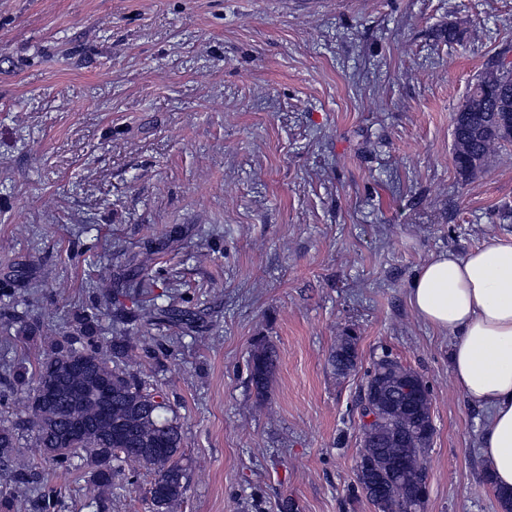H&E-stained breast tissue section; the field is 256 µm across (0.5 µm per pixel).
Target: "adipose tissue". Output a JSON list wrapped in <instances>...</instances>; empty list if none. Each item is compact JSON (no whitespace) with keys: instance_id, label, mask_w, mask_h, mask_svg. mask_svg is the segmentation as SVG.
<instances>
[{"instance_id":"ef3b65f1","label":"adipose tissue","mask_w":512,"mask_h":512,"mask_svg":"<svg viewBox=\"0 0 512 512\" xmlns=\"http://www.w3.org/2000/svg\"><path fill=\"white\" fill-rule=\"evenodd\" d=\"M408 302L451 336L450 367L482 409L479 451L496 491L512 493V243L493 241L459 257L433 255L412 277Z\"/></svg>"}]
</instances>
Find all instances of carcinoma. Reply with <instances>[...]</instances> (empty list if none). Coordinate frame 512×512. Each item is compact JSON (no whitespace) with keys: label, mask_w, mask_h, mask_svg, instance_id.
Masks as SVG:
<instances>
[{"label":"carcinoma","mask_w":512,"mask_h":512,"mask_svg":"<svg viewBox=\"0 0 512 512\" xmlns=\"http://www.w3.org/2000/svg\"><path fill=\"white\" fill-rule=\"evenodd\" d=\"M498 57L477 79L454 116L453 154L456 170L463 181L470 180L486 166L489 158L512 146V64L504 66ZM128 275L120 288L139 287L143 268L128 260ZM113 313L108 307L93 304L73 315L71 330L48 343L38 364L30 370L23 364L8 368L3 387L27 393L24 419L0 423V471L9 475L20 494L0 501L3 512H58L59 499L49 487L48 478L36 460L49 459L67 470L79 469L74 458L85 452L90 468L92 490L84 507L101 512L95 491L112 487L116 476L141 471L151 476L147 495L153 512H180L189 489L187 467L177 418L167 417V398L159 390H149L132 368L138 363L136 345L127 335V326L167 323L204 341L209 325L175 301L159 304L150 299L125 311L113 297ZM112 316V334L102 333V322ZM17 333L29 343L45 342L39 325L19 317ZM354 337H340L329 357L338 376L356 367ZM71 356L83 361L74 373L62 369ZM277 355L264 343L254 345L249 359V381L256 396H266ZM54 379L62 387L58 398L46 406L36 400L38 385ZM363 388H374L392 398L403 390L418 395L414 405L399 413H389L372 423L375 441L359 456L357 467H366L375 476L368 480L358 475V489L378 512H421L426 499V458L431 448L434 425L428 388L422 377L385 354L373 361L365 372ZM86 426L75 447L64 437L72 423ZM34 432L32 447L26 449L34 463L14 467L21 452L16 430Z\"/></svg>","instance_id":"1"}]
</instances>
